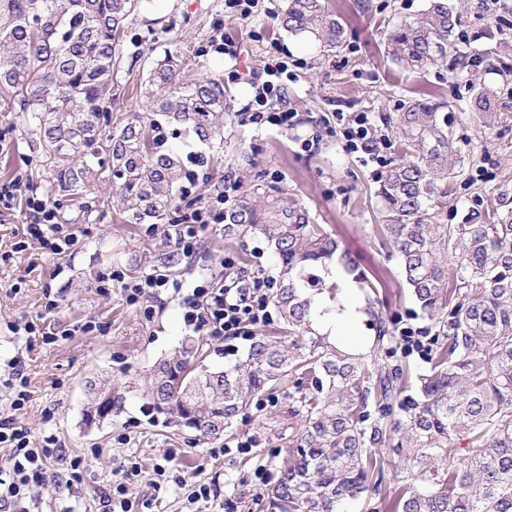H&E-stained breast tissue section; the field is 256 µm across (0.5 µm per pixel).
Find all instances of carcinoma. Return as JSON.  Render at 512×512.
Listing matches in <instances>:
<instances>
[{"instance_id": "1", "label": "carcinoma", "mask_w": 512, "mask_h": 512, "mask_svg": "<svg viewBox=\"0 0 512 512\" xmlns=\"http://www.w3.org/2000/svg\"><path fill=\"white\" fill-rule=\"evenodd\" d=\"M144 0H0V112H15L51 159L44 189L70 202L96 193L107 177L130 224L163 221L182 183L207 159L180 154L173 141L224 143V82L185 79L189 59L167 49L141 83L151 118L112 122L116 64L131 16ZM282 28L324 48L343 44V26L322 0H287ZM459 15L447 0L388 38L392 56L420 70L455 50ZM445 105L408 102L396 131L411 159L387 171L379 197L386 230L406 284L446 340L430 337L432 367L418 377L417 397L397 390L400 369H384L378 353L388 329L379 325L373 354L352 353L310 324L317 274L339 250L308 209L274 188L241 195L224 211V233L262 237L280 265L273 305L303 342L283 349L255 340L245 359L224 371L202 364L203 341L187 336L153 369L146 394L153 408L202 437L229 428L250 399L297 375L292 414L302 425L287 450L269 512H340L348 499L370 503L383 468L378 449L404 460L401 512H512V208L493 224L472 207L462 224H436L434 197L448 193L453 141ZM448 243L452 261L439 259ZM121 397L101 385L84 412L104 420Z\"/></svg>"}]
</instances>
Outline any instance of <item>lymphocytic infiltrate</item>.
Here are the masks:
<instances>
[{
  "mask_svg": "<svg viewBox=\"0 0 512 512\" xmlns=\"http://www.w3.org/2000/svg\"><path fill=\"white\" fill-rule=\"evenodd\" d=\"M287 72L288 64L284 61L265 66V79L256 85L251 103L236 113L238 122L281 130L297 127V114L285 100L283 76ZM328 131L339 139L348 154L371 168L373 177L383 175L389 165L387 143L378 136L369 113L348 116L334 112ZM239 190V184L228 179L207 201L197 202L191 198V188L183 187L182 194L188 202L178 209L175 222L167 231L176 250L187 258L196 254L203 245V231L223 223L224 211L237 199ZM26 234L53 255L67 254L77 243L76 236L60 224L56 210L34 195L26 200ZM274 283L270 274L255 271L224 281L205 278L186 290L165 275L151 273L134 284L123 285L122 290L131 305L145 298L161 300L170 291L182 293L184 322L190 331L233 342L252 340L256 328L270 322ZM0 385L11 393L10 413L0 416V449L8 451L7 464L0 468V512H31L39 489L48 482L64 478L72 483L81 481L84 460L60 454L56 436L33 443L23 420L30 399L23 357L14 356L0 370Z\"/></svg>",
  "mask_w": 512,
  "mask_h": 512,
  "instance_id": "f902f5d3",
  "label": "lymphocytic infiltrate"
}]
</instances>
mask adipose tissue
<instances>
[{
	"label": "adipose tissue",
	"mask_w": 512,
	"mask_h": 512,
	"mask_svg": "<svg viewBox=\"0 0 512 512\" xmlns=\"http://www.w3.org/2000/svg\"><path fill=\"white\" fill-rule=\"evenodd\" d=\"M323 275L340 288L341 298L337 302L314 307L311 315L313 325L320 333L338 339L356 335L362 313L354 299L355 281L335 262L327 264Z\"/></svg>",
	"instance_id": "ef3b65f1"
}]
</instances>
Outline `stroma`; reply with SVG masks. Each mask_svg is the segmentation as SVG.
<instances>
[{
	"instance_id": "35a3bbf8",
	"label": "stroma",
	"mask_w": 512,
	"mask_h": 512,
	"mask_svg": "<svg viewBox=\"0 0 512 512\" xmlns=\"http://www.w3.org/2000/svg\"><path fill=\"white\" fill-rule=\"evenodd\" d=\"M325 2L345 28L342 46L331 51L278 27L286 0H259L246 18L235 16L228 0H152L126 30L114 109L146 112L139 84L151 59L171 46L191 59L190 77H225L230 112L224 117L223 146L210 148L193 140L181 146L182 152L204 154L208 161L199 173L195 197L207 200L228 176L247 190L269 184L270 172H278L280 188L317 223L335 231L341 251L356 260L358 293L370 296L380 317L388 322L399 318L438 334V326L414 301L388 243L378 181L335 138L324 135L323 124L338 108L372 113L395 163L405 157L394 128L404 104L416 98L446 101L458 162L448 176L447 196L436 201L435 221L462 223L476 204L483 213H502L501 194H512V0L498 18L482 15L481 0H466L458 29L468 33V44L457 45L446 61L420 73L390 57L387 38L396 26L416 18L428 0ZM159 17L170 25V33L153 31L152 21ZM224 42L233 43L237 58L217 52ZM134 52L141 55L135 63L130 60ZM467 53L480 56L481 64L465 65ZM275 57L288 63L285 95L298 114L297 128L239 124L235 113L255 90L248 83L229 81L228 72L240 65L257 74ZM483 84L494 91L488 124L474 103L475 89ZM316 133L322 136L318 150L303 152L299 137ZM48 163L38 138L17 125L15 113L0 112V185L19 183L13 209H0V363L28 350L31 398L25 422L34 440L55 435L67 455L85 459L80 483L66 488L51 482L40 488V512H98L100 494L122 478L121 468L131 456L142 474L131 478L129 489L143 501V512H186L193 484L203 482L212 492L198 512H224L229 500L236 502L238 512H266L260 503L264 490L256 486L254 473L275 472L298 432L300 423L289 413L291 381L255 396L217 438L176 427L157 412L144 414L152 366L179 347L188 329L176 295H165L149 319L143 305L126 303L122 292L123 284L154 271L186 287L203 276L219 280L228 257L237 267L277 275L265 242L240 241L225 235L223 225L213 224L204 231L197 254L179 257L166 236V224L125 222L103 178L87 218H80L72 203L55 205L60 219H71L70 229L78 238L67 255L47 254L35 242L14 252V243L22 238L25 200L42 195ZM50 296L58 301L51 310L46 307ZM36 318L53 329H73L89 320L96 327L49 345L25 342L11 332L14 321ZM103 381L115 386L121 407L103 422L86 425L88 387ZM249 437L253 448L238 453L237 443ZM159 465L185 476V484L171 482L154 490L149 479Z\"/></svg>"
}]
</instances>
